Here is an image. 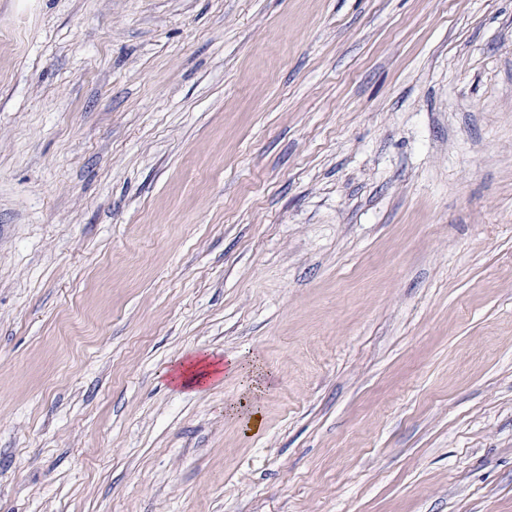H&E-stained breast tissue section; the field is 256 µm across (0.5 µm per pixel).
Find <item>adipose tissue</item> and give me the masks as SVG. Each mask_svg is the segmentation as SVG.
I'll return each instance as SVG.
<instances>
[{"label": "adipose tissue", "instance_id": "adipose-tissue-1", "mask_svg": "<svg viewBox=\"0 0 512 512\" xmlns=\"http://www.w3.org/2000/svg\"><path fill=\"white\" fill-rule=\"evenodd\" d=\"M228 374L238 376L243 386L240 399L229 409L230 414L239 417L248 430H258L262 417L254 405V397L274 379L273 372L260 358L230 357L220 361L207 354H197L174 370L173 381L179 388L195 392Z\"/></svg>", "mask_w": 512, "mask_h": 512}]
</instances>
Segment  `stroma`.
Listing matches in <instances>:
<instances>
[{"mask_svg":"<svg viewBox=\"0 0 512 512\" xmlns=\"http://www.w3.org/2000/svg\"><path fill=\"white\" fill-rule=\"evenodd\" d=\"M0 38V512H512V0ZM200 352L276 372L258 431Z\"/></svg>","mask_w":512,"mask_h":512,"instance_id":"35a3bbf8","label":"stroma"}]
</instances>
